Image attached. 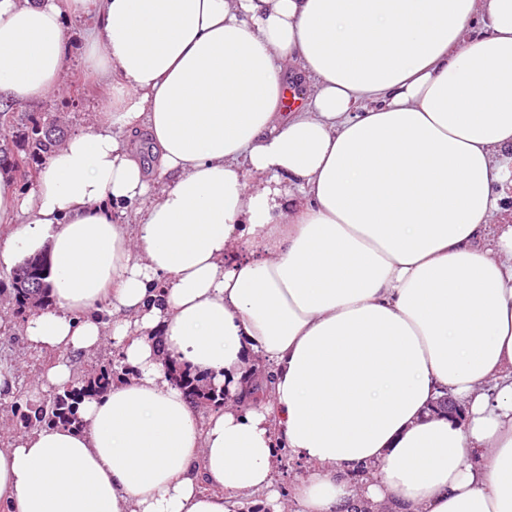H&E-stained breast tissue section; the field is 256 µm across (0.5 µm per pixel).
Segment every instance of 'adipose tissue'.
I'll list each match as a JSON object with an SVG mask.
<instances>
[{"instance_id": "obj_1", "label": "adipose tissue", "mask_w": 512, "mask_h": 512, "mask_svg": "<svg viewBox=\"0 0 512 512\" xmlns=\"http://www.w3.org/2000/svg\"><path fill=\"white\" fill-rule=\"evenodd\" d=\"M76 20L108 99L26 191L0 176V265L51 250L41 388L108 343L133 373L84 430L1 439L0 501L512 512V0H0L1 104L65 89ZM168 371L172 382L194 403H203L211 408L224 406V391H220L201 374L175 362L169 364Z\"/></svg>"}]
</instances>
